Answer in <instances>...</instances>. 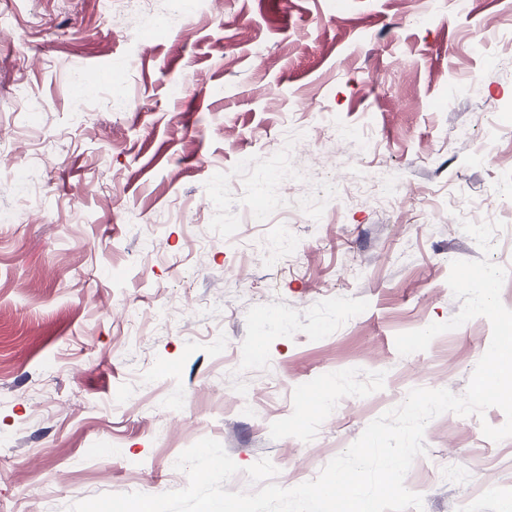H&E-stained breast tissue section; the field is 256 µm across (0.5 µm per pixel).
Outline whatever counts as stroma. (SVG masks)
<instances>
[{
  "mask_svg": "<svg viewBox=\"0 0 512 512\" xmlns=\"http://www.w3.org/2000/svg\"><path fill=\"white\" fill-rule=\"evenodd\" d=\"M8 5L0 512L185 488L175 462L205 437L301 483L410 389L465 392L487 318L407 356L395 337L456 315L450 264L485 256L449 216L512 200V0ZM21 82L47 111L20 110ZM254 205L268 223H246ZM505 421H429L408 486L424 512H512L484 482L512 485V442L481 428Z\"/></svg>",
  "mask_w": 512,
  "mask_h": 512,
  "instance_id": "stroma-1",
  "label": "stroma"
}]
</instances>
